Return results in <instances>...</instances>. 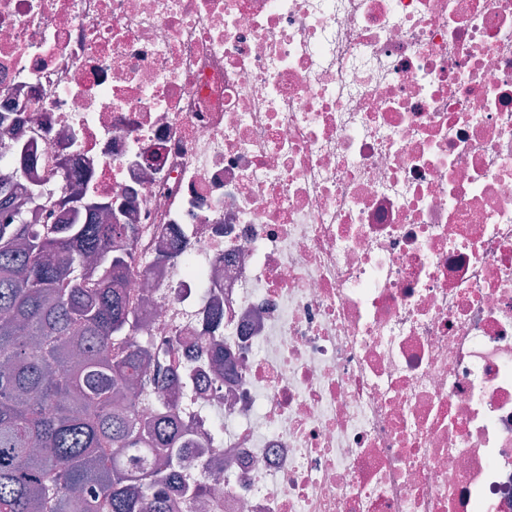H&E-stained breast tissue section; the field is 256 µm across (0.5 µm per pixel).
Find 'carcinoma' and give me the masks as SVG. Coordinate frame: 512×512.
Returning a JSON list of instances; mask_svg holds the SVG:
<instances>
[{"label": "carcinoma", "mask_w": 512, "mask_h": 512, "mask_svg": "<svg viewBox=\"0 0 512 512\" xmlns=\"http://www.w3.org/2000/svg\"><path fill=\"white\" fill-rule=\"evenodd\" d=\"M27 171L0 174V512L191 507L205 485L173 494L169 473L206 444L165 396L174 371L124 288L136 228L78 197L61 200L66 221L33 222L52 190Z\"/></svg>", "instance_id": "carcinoma-1"}]
</instances>
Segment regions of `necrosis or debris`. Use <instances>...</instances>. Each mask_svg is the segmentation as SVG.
Here are the masks:
<instances>
[{"label":"necrosis or debris","instance_id":"4bbe7bcc","mask_svg":"<svg viewBox=\"0 0 512 512\" xmlns=\"http://www.w3.org/2000/svg\"><path fill=\"white\" fill-rule=\"evenodd\" d=\"M19 144L234 368L179 386L194 512H512V0H0Z\"/></svg>","mask_w":512,"mask_h":512}]
</instances>
